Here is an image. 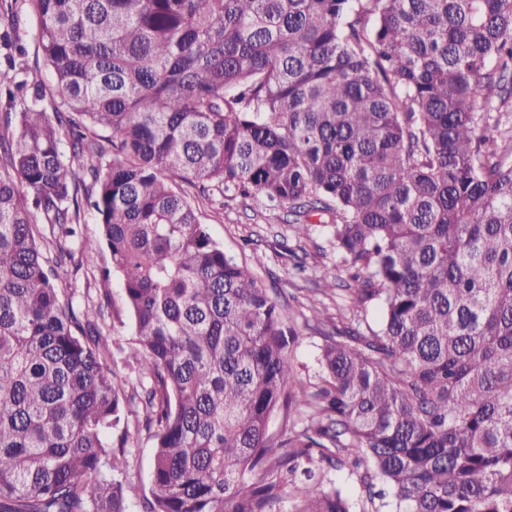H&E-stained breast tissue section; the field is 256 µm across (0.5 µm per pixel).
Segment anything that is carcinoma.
<instances>
[{
    "label": "carcinoma",
    "mask_w": 512,
    "mask_h": 512,
    "mask_svg": "<svg viewBox=\"0 0 512 512\" xmlns=\"http://www.w3.org/2000/svg\"><path fill=\"white\" fill-rule=\"evenodd\" d=\"M28 2L54 90L0 35V512H356L332 471L363 512H512V0ZM183 183L322 227L378 329L313 310L304 384ZM102 249L130 395L63 287ZM142 423V414L140 415ZM129 429L137 438L133 448H129L130 460V486L128 495L131 504H137L143 495V490L148 487L151 465L153 459V441L148 432L140 423L139 433L137 434V424L134 416H130Z\"/></svg>",
    "instance_id": "carcinoma-1"
}]
</instances>
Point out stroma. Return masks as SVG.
I'll use <instances>...</instances> for the list:
<instances>
[{
  "label": "stroma",
  "mask_w": 512,
  "mask_h": 512,
  "mask_svg": "<svg viewBox=\"0 0 512 512\" xmlns=\"http://www.w3.org/2000/svg\"><path fill=\"white\" fill-rule=\"evenodd\" d=\"M17 12L19 22L15 33L26 50L27 74L51 83L52 76L33 38L36 19L24 2L19 4ZM185 190L195 197L202 221L208 224L212 238L223 246L225 252L247 263L261 260L260 276L273 288L287 317L300 326L294 350L295 366L302 377L314 376L318 370L317 355L324 339L304 328V317L315 307L325 310L328 316H335L337 303L343 302L347 296L341 289L329 295L315 290L316 280L324 275H335L339 268V259L328 247L324 236L315 233L310 240L300 242L287 222L286 210H269L249 200L227 201L207 197L190 184ZM292 249L306 252V273L294 270L288 255ZM108 312L107 325L103 329L104 340L112 353L108 364L120 373L124 370L122 351L128 346L131 328L119 286L111 288ZM152 459L153 441L147 431H139L129 454L128 495L131 502H138L149 484Z\"/></svg>",
  "instance_id": "1"
}]
</instances>
